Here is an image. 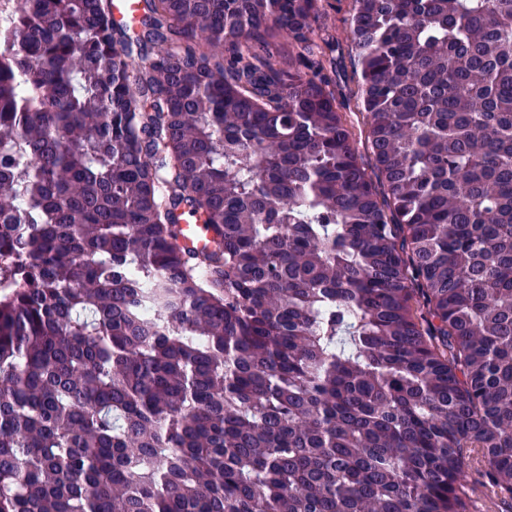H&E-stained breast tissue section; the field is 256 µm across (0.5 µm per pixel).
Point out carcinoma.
<instances>
[{
	"instance_id": "carcinoma-1",
	"label": "carcinoma",
	"mask_w": 512,
	"mask_h": 512,
	"mask_svg": "<svg viewBox=\"0 0 512 512\" xmlns=\"http://www.w3.org/2000/svg\"><path fill=\"white\" fill-rule=\"evenodd\" d=\"M112 6L0 46V512L512 504V0ZM182 231L179 239L182 247L198 252H206L211 249L212 234L205 224L193 221H183L180 224ZM470 481L469 493L473 500V511L472 512H505L502 509L491 492L483 487L482 485L473 481L471 477L468 478Z\"/></svg>"
}]
</instances>
